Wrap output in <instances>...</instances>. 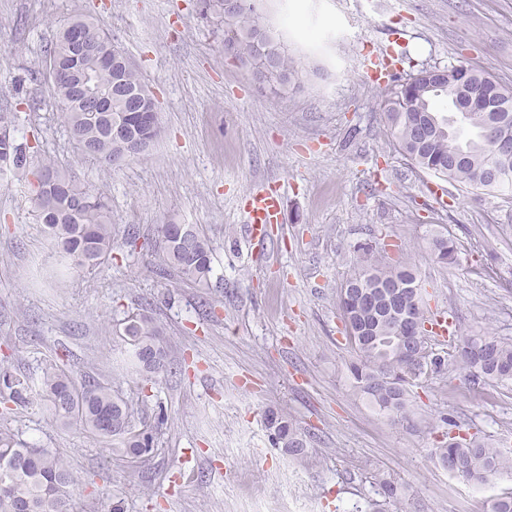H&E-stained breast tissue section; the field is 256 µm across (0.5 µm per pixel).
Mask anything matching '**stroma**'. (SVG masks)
Instances as JSON below:
<instances>
[{
    "label": "stroma",
    "instance_id": "obj_1",
    "mask_svg": "<svg viewBox=\"0 0 512 512\" xmlns=\"http://www.w3.org/2000/svg\"><path fill=\"white\" fill-rule=\"evenodd\" d=\"M260 15L301 85L257 83L225 58L224 26L198 0H0V113L33 163L109 197L114 241L100 266L66 270L25 177L0 173V370L33 379L58 357L75 379L145 398L157 449L116 456L56 422L35 388L25 406L0 403V426L64 453L80 512H373L381 477L402 488L386 512H489L512 474L473 485L434 450L454 420L512 453V392L456 382L464 337L512 339V199L417 168L384 102L417 70L461 60L512 85V0H262ZM75 16L112 32L160 106L155 144L112 172L76 149L46 77L53 34ZM267 190L283 208L258 244L244 204ZM162 224L203 229L210 287L164 263ZM436 231L456 241L457 264L431 254ZM363 243L417 268L429 308L457 324L432 341L446 369L414 387L402 421L357 396L347 370L338 296ZM142 310L168 348L160 374L133 372L120 338ZM270 408L306 434L307 458L272 445Z\"/></svg>",
    "mask_w": 512,
    "mask_h": 512
}]
</instances>
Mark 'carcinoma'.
Listing matches in <instances>:
<instances>
[{
    "label": "carcinoma",
    "mask_w": 512,
    "mask_h": 512,
    "mask_svg": "<svg viewBox=\"0 0 512 512\" xmlns=\"http://www.w3.org/2000/svg\"><path fill=\"white\" fill-rule=\"evenodd\" d=\"M205 18L224 23V55L235 58L250 70L267 71L264 81L286 84L295 79L296 71L279 49L272 35L258 23L255 0H239L231 8L227 0H200ZM86 28L102 35L105 45L115 47L112 34L92 21L76 17L55 33L49 48V63L60 69L62 78L51 82L55 99L61 104L70 136L81 153L112 170L132 160L124 143L108 134L113 123H123L140 139L143 150L154 143L161 132L159 113L147 94L134 67L105 66L93 54L75 57L72 43L76 30ZM74 71L90 74L93 84L102 91L120 85L142 99L138 112L127 109L123 96L112 95V109L101 115L84 111L75 97ZM423 69L391 89L384 103L386 122L395 146L420 169L451 179L467 188L512 194V152L498 151L502 143L512 144V86L503 85L486 69L465 63L447 68L443 78V96L451 99L462 88L482 87L494 100L497 113L482 102L474 105L464 118L473 131L469 138L450 129L448 119L434 111L437 96L426 90ZM420 112L432 114L443 131L427 145L420 143L415 120ZM8 117L0 113V169L36 177L31 187L37 218L48 234L52 248L76 270L93 268L112 253V218L102 194L78 183L74 176L49 162L28 171L26 148L15 143L8 131ZM159 232L165 243L164 261L177 276L198 287L209 286L212 249L209 241L193 224H162ZM435 259L441 263L457 260L454 241L442 234L432 235L429 242ZM361 269L345 280L339 294V308L345 329L354 336V357L349 364L353 388L367 402L392 419L406 417L411 406V388L416 381L408 373L405 352L396 337L397 319L385 313L370 314L358 305L357 294L364 290L381 296V287L399 283L413 289L423 320L426 304L420 275L407 264L386 266L373 259L369 245L357 248ZM161 332L151 316L133 314L123 327V341L130 346L140 371L159 374L167 370L168 354ZM465 353L460 362L465 370L462 384L469 388L481 382L494 383L512 391V340L490 336H466ZM10 389L9 399L27 401V381L3 374ZM41 396L48 401L57 421L63 426L77 425L90 435L112 440V451L120 457L141 460L154 448L153 428L137 424L139 406L93 377L75 380L64 365L47 362L39 377ZM273 445L288 449L294 456L307 455L308 441L293 419L271 411L267 422ZM434 454L438 462L456 468L448 473L469 483L485 484L503 471L512 472V456L504 455L488 441L471 435L463 428L439 443ZM77 477L63 454L56 448L23 443L7 428L0 427V512H76L71 488ZM378 494L384 501L400 495L398 484L378 479Z\"/></svg>",
    "instance_id": "obj_1"
}]
</instances>
